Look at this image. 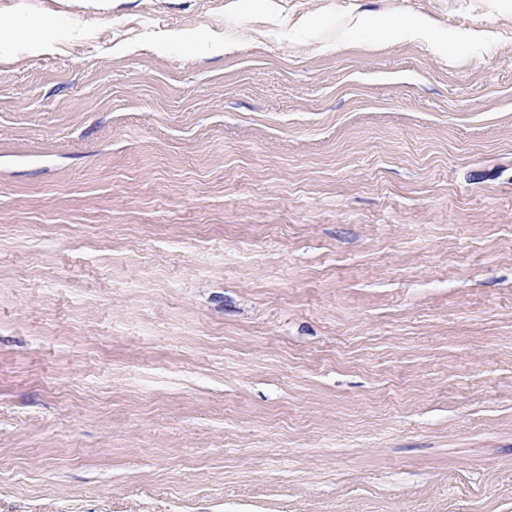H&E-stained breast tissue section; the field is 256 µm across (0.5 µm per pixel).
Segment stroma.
<instances>
[{"instance_id": "stroma-1", "label": "stroma", "mask_w": 512, "mask_h": 512, "mask_svg": "<svg viewBox=\"0 0 512 512\" xmlns=\"http://www.w3.org/2000/svg\"><path fill=\"white\" fill-rule=\"evenodd\" d=\"M0 512H512V0H0Z\"/></svg>"}]
</instances>
